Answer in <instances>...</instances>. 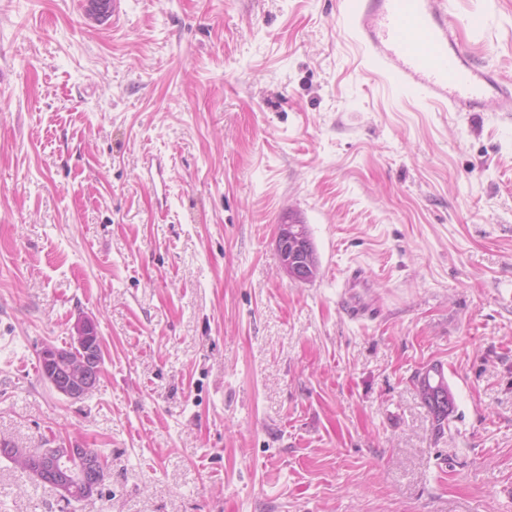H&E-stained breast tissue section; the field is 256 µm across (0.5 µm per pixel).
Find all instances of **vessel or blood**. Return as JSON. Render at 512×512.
I'll use <instances>...</instances> for the list:
<instances>
[{"label": "vessel or blood", "mask_w": 512, "mask_h": 512, "mask_svg": "<svg viewBox=\"0 0 512 512\" xmlns=\"http://www.w3.org/2000/svg\"><path fill=\"white\" fill-rule=\"evenodd\" d=\"M349 21L380 74L427 102L452 112H512V81L463 48L447 0H354Z\"/></svg>", "instance_id": "vessel-or-blood-1"}]
</instances>
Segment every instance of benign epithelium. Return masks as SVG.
I'll return each mask as SVG.
<instances>
[{"label":"benign epithelium","mask_w":512,"mask_h":512,"mask_svg":"<svg viewBox=\"0 0 512 512\" xmlns=\"http://www.w3.org/2000/svg\"><path fill=\"white\" fill-rule=\"evenodd\" d=\"M277 248L282 268L294 282H310L319 274V261L305 225L286 221L277 227ZM102 342L94 323L79 320L71 343L64 347L47 344L41 351L44 376L50 386L66 398L84 399L96 387L100 374ZM0 455L26 469L36 480L52 486L59 499L87 501L99 494L107 477V462L87 455L70 443L32 450L0 442Z\"/></svg>","instance_id":"1"}]
</instances>
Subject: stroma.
Segmentation results:
<instances>
[{
    "mask_svg": "<svg viewBox=\"0 0 512 512\" xmlns=\"http://www.w3.org/2000/svg\"><path fill=\"white\" fill-rule=\"evenodd\" d=\"M350 4L0 0V440L109 472L68 505L0 458V512H512V114L384 80ZM449 17L512 79V0ZM81 318L103 360L72 401L39 356ZM286 217L288 219L278 224L276 235L282 268L294 282L313 281L319 274L320 266L307 235L306 223L296 214ZM431 371L433 372V375H431ZM435 376L437 377V379L434 378ZM436 380H440V384L444 386V393H446V396L448 399V402H447L448 407H447V409H444V411H442V412L439 411L438 409H436V407H434V405L431 403L430 399L427 397L428 395H430L429 390L433 391L434 387L432 384ZM417 382H418L419 391L425 400L424 402L430 409L431 413L435 416L437 421L441 422V421H444L445 419H447L448 413L453 408V405L451 404V401L448 398V396L451 398L453 403H454V399L451 394V391L448 389V383L445 381L444 375L441 373V371L434 367V368H432V370L426 371L425 374L422 375L421 377L418 376Z\"/></svg>",
    "mask_w": 512,
    "mask_h": 512,
    "instance_id": "stroma-1",
    "label": "stroma"
}]
</instances>
